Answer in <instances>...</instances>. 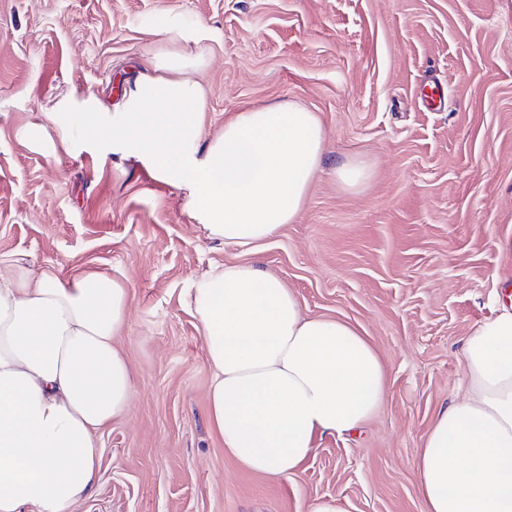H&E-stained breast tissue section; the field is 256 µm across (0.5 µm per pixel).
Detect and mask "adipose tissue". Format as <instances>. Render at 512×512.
I'll return each mask as SVG.
<instances>
[{
    "mask_svg": "<svg viewBox=\"0 0 512 512\" xmlns=\"http://www.w3.org/2000/svg\"><path fill=\"white\" fill-rule=\"evenodd\" d=\"M191 59L155 57L121 119L84 115L86 138L117 133L186 190L209 237L249 245L292 223L318 174L325 133L294 103L250 108L201 143ZM129 290L96 273L60 278L17 260L0 271V512H69L94 487L100 431L123 417L133 375L115 340ZM194 310L213 372L209 416L244 468L288 477L316 436L357 433L382 406L385 370L349 324L306 315L252 264L211 270ZM467 394L440 409L415 461L424 512H512V306L466 337Z\"/></svg>",
    "mask_w": 512,
    "mask_h": 512,
    "instance_id": "obj_1",
    "label": "adipose tissue"
}]
</instances>
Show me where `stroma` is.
<instances>
[{"instance_id": "obj_1", "label": "stroma", "mask_w": 512, "mask_h": 512, "mask_svg": "<svg viewBox=\"0 0 512 512\" xmlns=\"http://www.w3.org/2000/svg\"><path fill=\"white\" fill-rule=\"evenodd\" d=\"M169 52L203 59L187 72L206 88L201 142L245 107L319 117L321 170L270 239L208 238L123 136L86 139L61 110L120 117L145 59ZM434 86L445 107L429 111ZM349 159L369 170L355 188L335 175ZM22 255L130 291L117 344L134 396L71 512H423L424 436L465 394V337L512 288V0H0V268ZM243 263L358 329L386 369L360 433L316 437L287 478L242 468L208 419L193 299Z\"/></svg>"}]
</instances>
